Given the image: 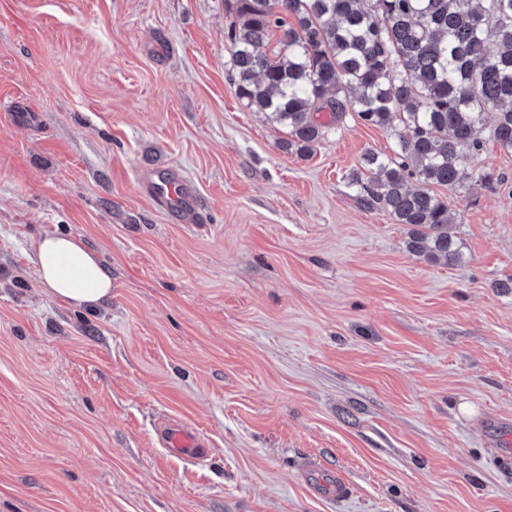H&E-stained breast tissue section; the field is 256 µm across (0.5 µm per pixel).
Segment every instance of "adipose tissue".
Masks as SVG:
<instances>
[{"instance_id": "adipose-tissue-1", "label": "adipose tissue", "mask_w": 512, "mask_h": 512, "mask_svg": "<svg viewBox=\"0 0 512 512\" xmlns=\"http://www.w3.org/2000/svg\"><path fill=\"white\" fill-rule=\"evenodd\" d=\"M33 265L52 298L95 310L112 297V277L95 252L78 237L47 233L38 241Z\"/></svg>"}]
</instances>
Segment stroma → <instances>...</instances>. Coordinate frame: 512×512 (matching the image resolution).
I'll list each match as a JSON object with an SVG mask.
<instances>
[{"mask_svg":"<svg viewBox=\"0 0 512 512\" xmlns=\"http://www.w3.org/2000/svg\"><path fill=\"white\" fill-rule=\"evenodd\" d=\"M224 28V0H0V512H512V154L467 159L498 182L449 199L461 262L427 260L348 184L389 133L349 114L282 150ZM48 232L110 302L47 295ZM310 460L352 495L311 493ZM151 189L158 202L167 209L179 212L191 210L194 206V197L189 187L179 179L173 178L170 173L158 175ZM32 262L42 288L60 302L96 310L112 298V276L78 237L44 234ZM160 444L169 454L182 458L200 460L205 455L204 441L201 434L185 424L163 423L157 429Z\"/></svg>","mask_w":512,"mask_h":512,"instance_id":"1","label":"stroma"}]
</instances>
